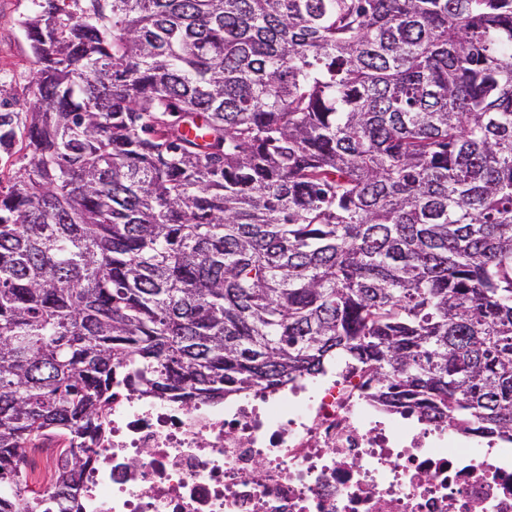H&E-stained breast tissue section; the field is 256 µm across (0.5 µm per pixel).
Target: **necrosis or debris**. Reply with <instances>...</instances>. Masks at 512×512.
Returning <instances> with one entry per match:
<instances>
[{"label": "necrosis or debris", "mask_w": 512, "mask_h": 512, "mask_svg": "<svg viewBox=\"0 0 512 512\" xmlns=\"http://www.w3.org/2000/svg\"><path fill=\"white\" fill-rule=\"evenodd\" d=\"M344 363L192 404L113 389L83 512H512V441L395 416Z\"/></svg>", "instance_id": "necrosis-or-debris-1"}]
</instances>
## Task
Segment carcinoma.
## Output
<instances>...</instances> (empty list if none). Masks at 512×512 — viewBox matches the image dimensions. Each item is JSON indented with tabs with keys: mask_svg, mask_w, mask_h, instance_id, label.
I'll list each match as a JSON object with an SVG mask.
<instances>
[{
	"mask_svg": "<svg viewBox=\"0 0 512 512\" xmlns=\"http://www.w3.org/2000/svg\"><path fill=\"white\" fill-rule=\"evenodd\" d=\"M0 84V512H80L130 391L373 401L512 440V0H45ZM61 440L53 493L23 458Z\"/></svg>",
	"mask_w": 512,
	"mask_h": 512,
	"instance_id": "carcinoma-1",
	"label": "carcinoma"
}]
</instances>
